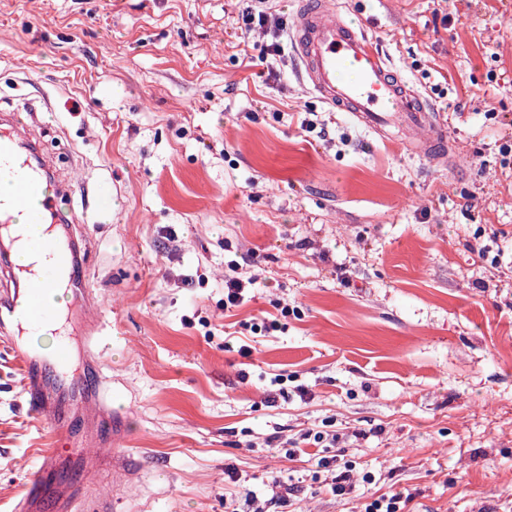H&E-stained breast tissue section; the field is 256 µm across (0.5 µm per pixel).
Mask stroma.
I'll list each match as a JSON object with an SVG mask.
<instances>
[{"mask_svg":"<svg viewBox=\"0 0 512 512\" xmlns=\"http://www.w3.org/2000/svg\"><path fill=\"white\" fill-rule=\"evenodd\" d=\"M339 2L438 113L436 157L329 110L292 50L247 66L264 39L241 0H0V110L33 113L70 208L112 196L85 259L145 467L120 512H224L230 467L266 496L309 467L279 444L327 420L376 480L308 483L305 512L391 490L408 512H512V0ZM236 259L263 281L228 312ZM284 302L287 330L256 337ZM281 372L308 395L268 405ZM63 445L0 351V512Z\"/></svg>","mask_w":512,"mask_h":512,"instance_id":"1","label":"stroma"}]
</instances>
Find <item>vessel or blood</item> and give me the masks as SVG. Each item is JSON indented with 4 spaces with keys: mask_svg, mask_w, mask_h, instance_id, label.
I'll return each mask as SVG.
<instances>
[{
    "mask_svg": "<svg viewBox=\"0 0 512 512\" xmlns=\"http://www.w3.org/2000/svg\"><path fill=\"white\" fill-rule=\"evenodd\" d=\"M290 42L301 84L330 108L347 113L360 128L381 140H390L393 128L405 130V144L414 153L431 158L445 139L443 128H428V103L422 93L396 70L363 29L346 23L336 12L334 0H299ZM354 71L352 83L340 81L342 70ZM38 151L34 135L24 126L0 130V181L15 184L13 197L0 200V347L20 367L24 395L30 410L57 436L72 434L68 407L81 404L89 417L112 420L109 452L73 442L70 474L56 471L54 452L39 456L12 512H34L41 497H49L53 512H115L118 500L98 481L104 470L139 481L141 469L124 447V420L104 394L101 372L83 381L57 377V370L71 362L69 342H62L52 357L45 358L21 338L25 329H35L62 320L61 312L48 309L42 299L55 285L72 288L83 299L85 334H93L96 322L94 296L86 286L83 261L66 247L56 249L54 264L41 278L28 279L14 268L11 247L19 240L16 216L29 211L33 221L57 225L79 224L76 214H62L61 198L68 181L52 179L45 164L33 163Z\"/></svg>",
    "mask_w": 512,
    "mask_h": 512,
    "instance_id": "1",
    "label": "vessel or blood"
}]
</instances>
